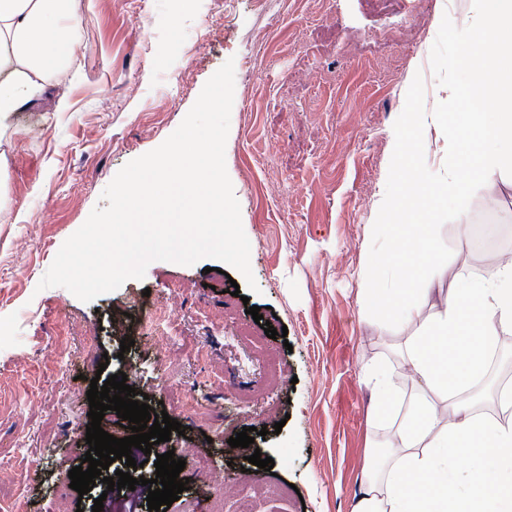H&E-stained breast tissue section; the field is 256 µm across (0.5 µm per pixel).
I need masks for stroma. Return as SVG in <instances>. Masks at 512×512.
<instances>
[{"instance_id": "stroma-1", "label": "stroma", "mask_w": 512, "mask_h": 512, "mask_svg": "<svg viewBox=\"0 0 512 512\" xmlns=\"http://www.w3.org/2000/svg\"><path fill=\"white\" fill-rule=\"evenodd\" d=\"M84 51L48 92L0 128V512H149L145 495L105 484L81 495L69 468L88 449L86 393L97 369L126 372L152 412L186 428L181 473L189 488L166 512H210L216 481L251 492L287 486L261 512H353L372 451L393 435L376 418L367 366L385 367L407 401L415 381L402 359L415 325L378 320L363 306L367 268L392 261L374 228L382 192H396L392 145L410 112H444L447 61L466 48L442 16L470 0H77ZM233 61L225 162L251 245L258 286L229 293L217 260L149 264L143 279L85 303L38 283L58 250L102 203L131 160L181 124L207 80ZM448 278L484 275L459 225L494 216L512 228V185L475 189L466 205L429 201ZM174 321L137 324L141 304ZM262 309L255 323L246 304ZM287 328L268 338L265 326ZM132 339L121 352L122 339ZM493 370L468 393L498 416L512 378V333ZM282 422L281 433L228 443L242 428ZM272 458L249 471L248 456ZM209 461L199 469L198 456Z\"/></svg>"}]
</instances>
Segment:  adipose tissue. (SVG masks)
<instances>
[{
    "mask_svg": "<svg viewBox=\"0 0 512 512\" xmlns=\"http://www.w3.org/2000/svg\"><path fill=\"white\" fill-rule=\"evenodd\" d=\"M82 26L74 0H0V122L43 94L53 72L73 61L71 44ZM450 35L468 53L448 62L464 70L465 86L449 82V104L468 98L470 112L411 115L409 136L396 143L394 170L408 187L401 198L382 196L378 228L398 259L385 281L369 279L366 307L399 324L425 319L408 337L403 358L416 385L448 400L449 417L434 405L408 413L371 471L357 512H502L512 507V420L484 423L464 392L480 375L493 339L512 331V262L477 281L443 290L448 260L433 243L432 214L413 194L464 200L472 182L494 187L512 170V0H471L449 15ZM471 143L468 160L460 146ZM431 314H424V307ZM462 461L467 488L448 478Z\"/></svg>",
    "mask_w": 512,
    "mask_h": 512,
    "instance_id": "ef3b65f1",
    "label": "adipose tissue"
}]
</instances>
